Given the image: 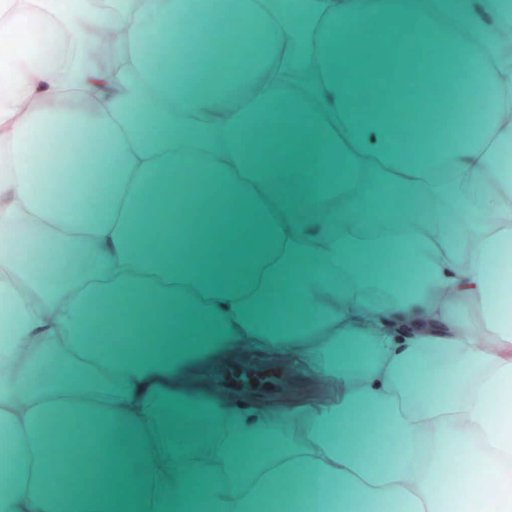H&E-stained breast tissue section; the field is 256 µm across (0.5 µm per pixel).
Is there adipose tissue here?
<instances>
[{
	"mask_svg": "<svg viewBox=\"0 0 512 512\" xmlns=\"http://www.w3.org/2000/svg\"><path fill=\"white\" fill-rule=\"evenodd\" d=\"M509 28L512 0H0V512H448L457 456L458 512H512ZM423 82L478 123L405 136ZM246 349L329 394L225 398Z\"/></svg>",
	"mask_w": 512,
	"mask_h": 512,
	"instance_id": "obj_1",
	"label": "adipose tissue"
}]
</instances>
